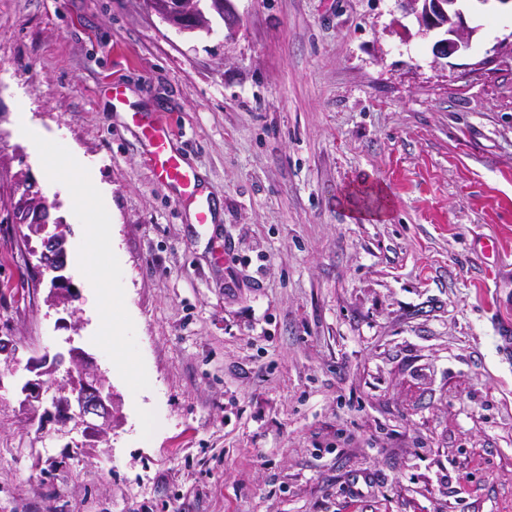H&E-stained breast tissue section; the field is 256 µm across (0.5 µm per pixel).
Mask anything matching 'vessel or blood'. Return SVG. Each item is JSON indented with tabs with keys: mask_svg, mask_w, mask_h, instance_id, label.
Returning a JSON list of instances; mask_svg holds the SVG:
<instances>
[{
	"mask_svg": "<svg viewBox=\"0 0 512 512\" xmlns=\"http://www.w3.org/2000/svg\"><path fill=\"white\" fill-rule=\"evenodd\" d=\"M131 120L141 130L147 147L146 161L154 175L177 190L180 202L194 205L196 223H212V206L202 196L197 173L172 148V128L139 112L133 113Z\"/></svg>",
	"mask_w": 512,
	"mask_h": 512,
	"instance_id": "obj_1",
	"label": "vessel or blood"
}]
</instances>
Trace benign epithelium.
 Masks as SVG:
<instances>
[{"mask_svg":"<svg viewBox=\"0 0 512 512\" xmlns=\"http://www.w3.org/2000/svg\"><path fill=\"white\" fill-rule=\"evenodd\" d=\"M148 10L162 21L182 32L210 30L209 19L199 7V0H144ZM403 14L415 16L419 30L425 37L436 36L433 54L438 59H448L469 48L474 30L463 21V12L457 0H402ZM214 8H224V40L233 38L240 26L232 13L230 0H216ZM53 205L43 196L27 190L14 201L9 215L13 224H33L39 228L42 252L40 263L46 271L54 273L51 283V300L55 305L71 301L70 282L62 275L65 268L66 237L61 231L62 222L52 216ZM44 358L32 357L27 364L31 376L20 387L24 396L22 404L40 401L54 393L51 405L60 422L71 423L83 433L101 437L112 430L115 423L116 398L108 379L81 348L73 345L57 353L51 369L66 366L63 383L56 390L48 388L44 372L39 366Z\"/></svg>","mask_w":512,"mask_h":512,"instance_id":"benign-epithelium-1","label":"benign epithelium"}]
</instances>
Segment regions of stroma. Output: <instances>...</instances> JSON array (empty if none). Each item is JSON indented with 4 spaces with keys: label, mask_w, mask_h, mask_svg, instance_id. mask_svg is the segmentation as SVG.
Wrapping results in <instances>:
<instances>
[{
    "label": "stroma",
    "mask_w": 512,
    "mask_h": 512,
    "mask_svg": "<svg viewBox=\"0 0 512 512\" xmlns=\"http://www.w3.org/2000/svg\"><path fill=\"white\" fill-rule=\"evenodd\" d=\"M232 6L228 43L143 0H0V512H512V14L463 0L477 33L442 66L396 0ZM19 93L109 192L117 336L94 272L67 263L51 306L5 221L33 182L82 247ZM133 111L173 124L216 223L155 179ZM71 344L117 397L89 443L19 392Z\"/></svg>",
    "instance_id": "1"
}]
</instances>
